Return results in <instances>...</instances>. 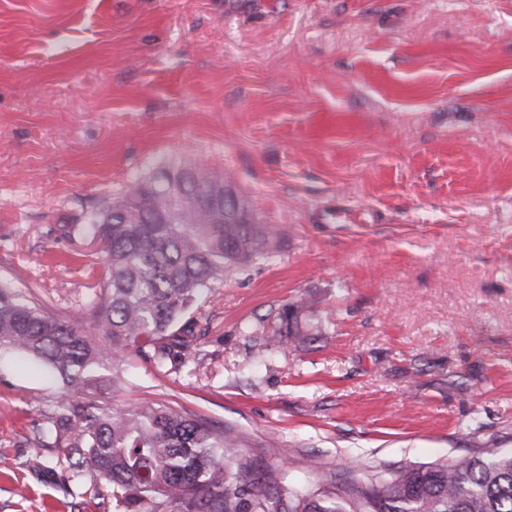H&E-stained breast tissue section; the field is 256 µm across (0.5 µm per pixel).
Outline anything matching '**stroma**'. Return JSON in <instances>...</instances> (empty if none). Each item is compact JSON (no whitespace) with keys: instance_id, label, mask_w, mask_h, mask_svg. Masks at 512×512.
I'll list each match as a JSON object with an SVG mask.
<instances>
[{"instance_id":"obj_1","label":"stroma","mask_w":512,"mask_h":512,"mask_svg":"<svg viewBox=\"0 0 512 512\" xmlns=\"http://www.w3.org/2000/svg\"><path fill=\"white\" fill-rule=\"evenodd\" d=\"M168 165L279 245L202 296L184 363L126 356L101 400L227 428L292 483L512 448V0H0V280L87 314L105 258L61 225ZM61 392L0 353V512H103L57 450L29 464ZM316 304L314 299L298 298L282 309L281 322L285 324L286 334H281V336H288L286 342L303 341L304 336H313L307 330L302 329L300 322L307 313L314 311Z\"/></svg>"}]
</instances>
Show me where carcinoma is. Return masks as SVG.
Masks as SVG:
<instances>
[{
    "mask_svg": "<svg viewBox=\"0 0 512 512\" xmlns=\"http://www.w3.org/2000/svg\"><path fill=\"white\" fill-rule=\"evenodd\" d=\"M85 232L103 246L109 277L88 317L61 319L0 282V350L45 365L64 392L46 428L74 476L101 482L112 512H512V449L324 477L310 489L260 464L231 432L162 404L116 408L97 397V370L127 352L155 367L190 355L187 313L230 267L274 246L275 233L224 177L172 166L108 202ZM316 301L282 309L288 341L308 331Z\"/></svg>",
    "mask_w": 512,
    "mask_h": 512,
    "instance_id": "1",
    "label": "carcinoma"
}]
</instances>
